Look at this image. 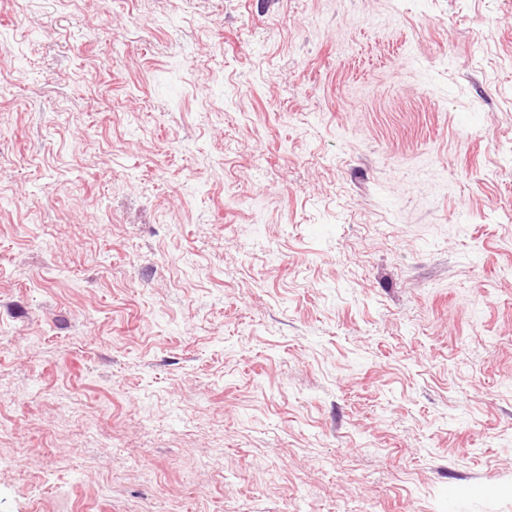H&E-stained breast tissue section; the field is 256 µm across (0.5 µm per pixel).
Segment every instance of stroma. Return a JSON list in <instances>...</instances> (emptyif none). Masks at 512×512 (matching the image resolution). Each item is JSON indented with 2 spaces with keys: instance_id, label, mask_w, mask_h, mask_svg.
I'll use <instances>...</instances> for the list:
<instances>
[{
  "instance_id": "35a3bbf8",
  "label": "stroma",
  "mask_w": 512,
  "mask_h": 512,
  "mask_svg": "<svg viewBox=\"0 0 512 512\" xmlns=\"http://www.w3.org/2000/svg\"><path fill=\"white\" fill-rule=\"evenodd\" d=\"M0 512H512V0H0Z\"/></svg>"
}]
</instances>
